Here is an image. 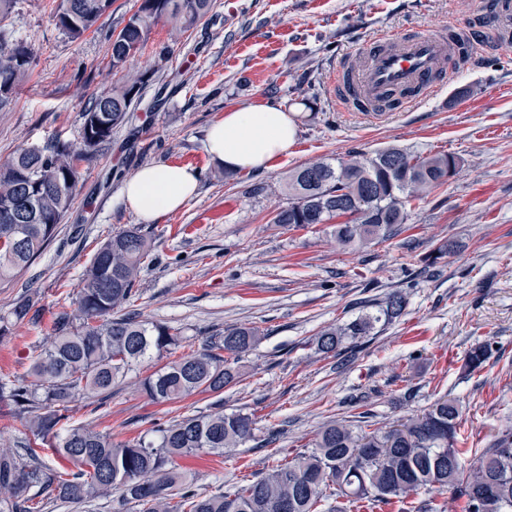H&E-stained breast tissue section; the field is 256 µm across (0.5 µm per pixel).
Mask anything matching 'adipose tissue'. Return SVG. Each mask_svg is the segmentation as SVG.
Instances as JSON below:
<instances>
[{
  "instance_id": "adipose-tissue-1",
  "label": "adipose tissue",
  "mask_w": 512,
  "mask_h": 512,
  "mask_svg": "<svg viewBox=\"0 0 512 512\" xmlns=\"http://www.w3.org/2000/svg\"><path fill=\"white\" fill-rule=\"evenodd\" d=\"M297 133L292 116L270 105H252L226 112L207 131L205 149L226 169H266L288 151ZM197 170L173 164H152L127 175L122 196L145 222L181 208L198 188Z\"/></svg>"
}]
</instances>
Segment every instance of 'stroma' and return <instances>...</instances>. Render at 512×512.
Segmentation results:
<instances>
[{
	"label": "stroma",
	"mask_w": 512,
	"mask_h": 512,
	"mask_svg": "<svg viewBox=\"0 0 512 512\" xmlns=\"http://www.w3.org/2000/svg\"><path fill=\"white\" fill-rule=\"evenodd\" d=\"M60 0H17L0 44L25 42L34 55L11 103L0 109V163L21 146L60 134L76 141L92 92L143 78L126 125L83 163L74 204L46 251L15 282L0 286V316L23 291L39 301L38 324L0 337V374L26 377L34 350L49 336L64 296L113 233L142 225L153 241L137 282L133 311L177 331L178 354L201 350L232 326L258 328L244 374L222 395L152 401L140 381L153 364L114 386L106 402L80 399L77 424H95L113 443L223 400L253 414V439L217 458H176L204 494L253 481L274 461L305 451L323 424L345 419L384 427L448 395L463 408L466 447L482 449L512 428V45L484 49L472 62L449 59L452 76L437 96L378 121L346 112L331 86L346 57L381 31H459L476 21L477 0H214L193 29L160 21L124 71L110 66L112 31L140 0H112L96 31L77 40L56 27ZM271 104L294 116L288 153L265 171H226L204 149L207 128L230 110ZM396 146L460 160L456 174L386 242L341 246L334 224L279 227L269 218L287 205L281 186L297 167ZM189 165L196 195L152 223L122 199L126 175L150 164ZM437 274L425 258L439 246ZM407 303L390 324L341 356L318 354L324 328L374 312L392 291ZM488 341L479 370L463 365ZM460 512L450 491L419 492L349 512Z\"/></svg>",
	"instance_id": "obj_1"
}]
</instances>
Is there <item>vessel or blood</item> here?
<instances>
[{
	"label": "vessel or blood",
	"instance_id": "b4317fda",
	"mask_svg": "<svg viewBox=\"0 0 512 512\" xmlns=\"http://www.w3.org/2000/svg\"><path fill=\"white\" fill-rule=\"evenodd\" d=\"M479 12L492 19L485 36L467 31L453 39L443 33L376 35L348 57L339 84L343 100L352 111L379 119L436 96L446 82L448 58L475 56L486 36L512 30V9L504 0H480Z\"/></svg>",
	"mask_w": 512,
	"mask_h": 512
}]
</instances>
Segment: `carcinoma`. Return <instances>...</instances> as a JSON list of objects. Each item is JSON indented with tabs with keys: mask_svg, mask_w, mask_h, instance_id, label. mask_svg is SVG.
I'll return each instance as SVG.
<instances>
[{
	"mask_svg": "<svg viewBox=\"0 0 512 512\" xmlns=\"http://www.w3.org/2000/svg\"><path fill=\"white\" fill-rule=\"evenodd\" d=\"M111 6L112 0H60L53 21L78 39ZM212 7L213 0H141L111 35L112 70L126 67L160 19L190 28ZM32 56L33 48L24 43L0 46V108L12 101ZM142 84L137 80L98 92L82 113L79 146L55 136L41 148H18L0 164V284L15 280L55 238L74 204L81 163L128 122ZM458 167L451 154L423 155L397 147L372 157L305 165L289 176L288 205L274 212L271 223L300 228L345 217L346 222L336 225L342 244L382 243L396 225L406 223L407 205L424 201ZM151 251V238L139 226L110 236L85 269L73 309L57 315L28 378L0 376V406L8 407L24 433L19 450L0 446V512H44L49 499L75 502L114 492L133 501L139 512H317L329 494L352 504H386L421 490L455 492L464 499V512H512V429L471 460L468 449L459 447L461 407L446 396L423 415L388 428L365 430L346 420L331 421L310 449L288 463L268 468L232 493L209 495L194 489L192 478L174 459L199 453L224 456L225 450L254 437L253 415L226 413L219 403L158 424L121 445L90 424L71 425V402L110 393L117 380L163 354L172 359L143 382L151 400L218 393L242 376L238 363L259 340L255 327H231L200 351L173 356L179 338L171 328L126 313L137 299L138 273ZM404 305L401 291L391 292L378 314L322 330L315 339L317 350L339 356L344 342L369 335L379 322L391 323ZM38 319L37 302L22 294L8 316L0 317V337ZM488 353L486 342L473 347L466 357L468 369H479ZM49 451L74 469L47 464Z\"/></svg>",
	"mask_w": 512,
	"mask_h": 512,
	"instance_id": "obj_1",
	"label": "carcinoma"
}]
</instances>
